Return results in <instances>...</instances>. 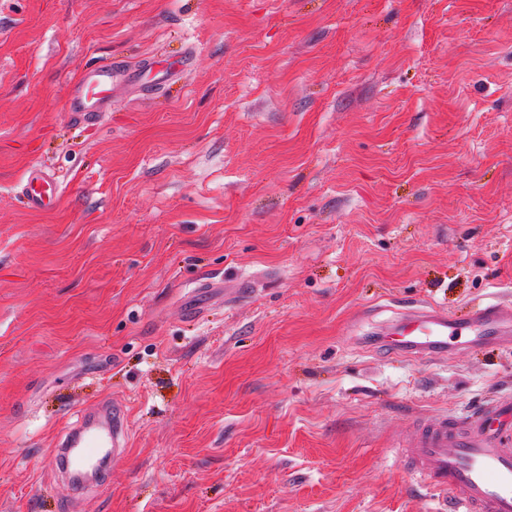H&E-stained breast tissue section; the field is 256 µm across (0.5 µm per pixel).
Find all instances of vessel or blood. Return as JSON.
I'll list each match as a JSON object with an SVG mask.
<instances>
[{
	"label": "vessel or blood",
	"instance_id": "vessel-or-blood-1",
	"mask_svg": "<svg viewBox=\"0 0 512 512\" xmlns=\"http://www.w3.org/2000/svg\"><path fill=\"white\" fill-rule=\"evenodd\" d=\"M152 61L132 68L112 60L89 65L63 101L73 123L91 122L111 111L120 90L138 86ZM63 188L43 168L31 167L21 194L29 209L55 207ZM376 345L392 354L434 359L475 345L512 348V305L491 300L458 317L435 306L412 304L378 333ZM127 442L125 423L112 401L83 416L60 440L62 457L73 469L104 451L120 459ZM404 470L436 495L443 512H512V399L471 409L462 416L421 420L412 436L398 441Z\"/></svg>",
	"mask_w": 512,
	"mask_h": 512
}]
</instances>
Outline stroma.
I'll return each mask as SVG.
<instances>
[{
	"label": "stroma",
	"mask_w": 512,
	"mask_h": 512,
	"mask_svg": "<svg viewBox=\"0 0 512 512\" xmlns=\"http://www.w3.org/2000/svg\"><path fill=\"white\" fill-rule=\"evenodd\" d=\"M188 48L88 127L62 108L92 60ZM492 298L512 0H0V512H436L394 443L512 396V350L358 339ZM107 398L127 446L74 484L53 452ZM64 189L55 176L41 167H31L21 194L29 209L48 211L56 206Z\"/></svg>",
	"instance_id": "1"
}]
</instances>
